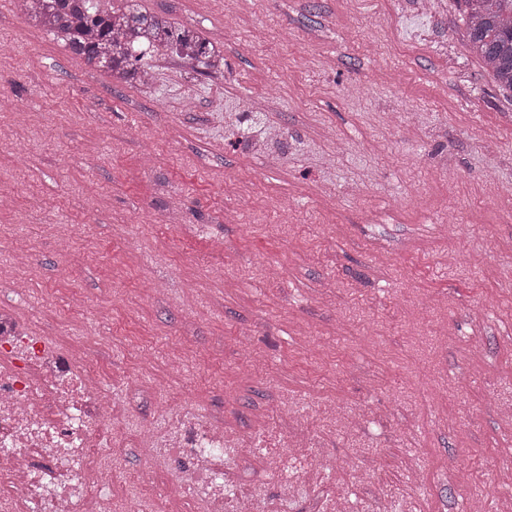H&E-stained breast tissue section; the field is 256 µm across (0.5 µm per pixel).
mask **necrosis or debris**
Here are the masks:
<instances>
[{"label":"necrosis or debris","mask_w":512,"mask_h":512,"mask_svg":"<svg viewBox=\"0 0 512 512\" xmlns=\"http://www.w3.org/2000/svg\"><path fill=\"white\" fill-rule=\"evenodd\" d=\"M91 363L27 335L0 313V512H126L113 487L132 488L142 512H172L174 501L203 494L205 512H289L296 497L317 512H349L345 488L327 481L336 461L315 453L314 424L269 411L259 434L238 435L201 421L183 402L162 400L153 420L132 419L126 403L92 390ZM119 448L170 462L174 482L153 497L151 477L108 468ZM266 460L279 487L240 482L234 462Z\"/></svg>","instance_id":"4bbe7bcc"}]
</instances>
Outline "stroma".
<instances>
[{"instance_id":"35a3bbf8","label":"stroma","mask_w":512,"mask_h":512,"mask_svg":"<svg viewBox=\"0 0 512 512\" xmlns=\"http://www.w3.org/2000/svg\"><path fill=\"white\" fill-rule=\"evenodd\" d=\"M353 2L140 0L224 70L154 55L129 86L0 0V283L22 285L0 306L98 390L130 376L139 417L161 396L243 433L281 396L316 423L392 411L322 426V453L379 470L393 512H512V338L474 321L512 320V98L457 0ZM271 125L287 152L236 149Z\"/></svg>"}]
</instances>
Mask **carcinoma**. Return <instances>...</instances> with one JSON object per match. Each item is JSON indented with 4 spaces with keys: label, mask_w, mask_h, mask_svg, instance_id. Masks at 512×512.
Instances as JSON below:
<instances>
[{
    "label": "carcinoma",
    "mask_w": 512,
    "mask_h": 512,
    "mask_svg": "<svg viewBox=\"0 0 512 512\" xmlns=\"http://www.w3.org/2000/svg\"><path fill=\"white\" fill-rule=\"evenodd\" d=\"M470 51L497 85L512 93V0H460ZM29 23L61 41L90 68L121 85L151 80L146 54L170 50L201 68L224 70V51L202 33L143 9L138 0L105 8L102 0H19Z\"/></svg>",
    "instance_id": "1"
}]
</instances>
